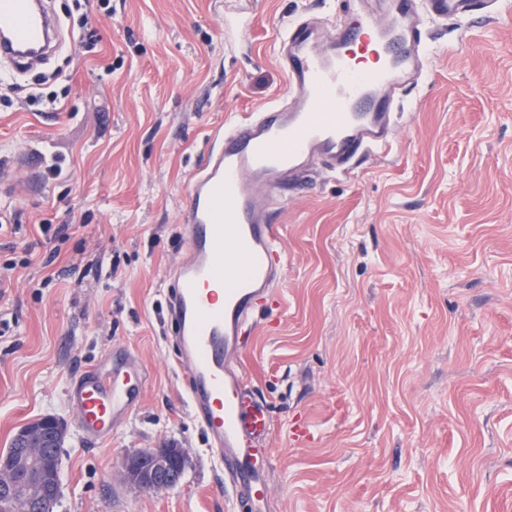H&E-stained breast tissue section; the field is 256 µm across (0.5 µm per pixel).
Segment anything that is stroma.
<instances>
[{"mask_svg":"<svg viewBox=\"0 0 512 512\" xmlns=\"http://www.w3.org/2000/svg\"><path fill=\"white\" fill-rule=\"evenodd\" d=\"M246 3L239 32L237 0H110L108 17L49 0L56 53L0 65V154L44 141L63 167L39 193L19 170L0 187V454L32 420L65 422L56 512H231L167 319L181 209L212 134L287 97L282 24L337 10ZM429 33L431 73L386 154L277 209L282 301L260 304L246 355L272 417L270 512H512V27L480 22L462 47ZM117 352L144 368L142 399L111 440H85L69 383ZM155 448L183 449L179 483L129 484L126 456Z\"/></svg>","mask_w":512,"mask_h":512,"instance_id":"obj_1","label":"stroma"}]
</instances>
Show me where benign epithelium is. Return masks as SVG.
<instances>
[{
	"mask_svg": "<svg viewBox=\"0 0 512 512\" xmlns=\"http://www.w3.org/2000/svg\"><path fill=\"white\" fill-rule=\"evenodd\" d=\"M63 440V424L54 416H44L22 426L14 436L15 448L0 457V481L5 483L18 468L31 474L30 491L38 499L54 500L60 496L61 458L57 453L32 455V449L57 448ZM151 463L142 465L138 455L127 457L123 471L128 482L143 490H160L168 482L180 480L184 469V451L180 448H158L149 452Z\"/></svg>",
	"mask_w": 512,
	"mask_h": 512,
	"instance_id": "7a95c632",
	"label": "benign epithelium"
}]
</instances>
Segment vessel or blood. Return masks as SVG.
Listing matches in <instances>:
<instances>
[{
  "label": "vessel or blood",
  "instance_id": "1",
  "mask_svg": "<svg viewBox=\"0 0 512 512\" xmlns=\"http://www.w3.org/2000/svg\"><path fill=\"white\" fill-rule=\"evenodd\" d=\"M34 0H0V58L55 37ZM512 24V0H343L330 32L307 20L284 24L278 59L289 99L222 125L194 174L181 213L187 253L168 290L186 402L224 465L233 512H260L268 495L266 448L272 422L249 385L242 358L259 327L257 304L279 296L286 261L273 222L277 193L313 173L350 175L363 153L393 141L397 103L429 76L424 20L471 25L478 8ZM146 374L126 365L78 373L68 398L80 431L107 440L142 397Z\"/></svg>",
  "mask_w": 512,
  "mask_h": 512
}]
</instances>
